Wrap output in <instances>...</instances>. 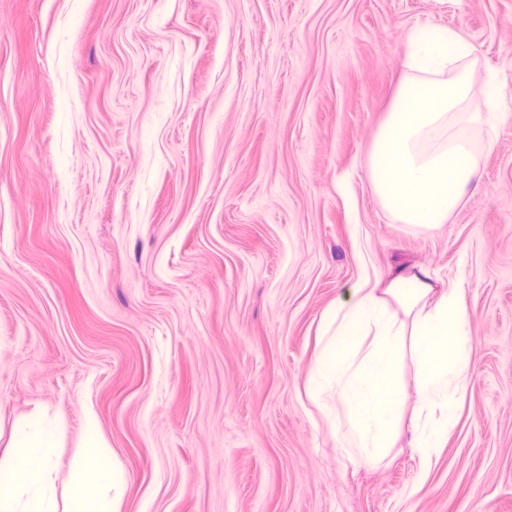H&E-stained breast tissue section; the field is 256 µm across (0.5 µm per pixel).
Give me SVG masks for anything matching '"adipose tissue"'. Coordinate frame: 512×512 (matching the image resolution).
<instances>
[{"instance_id": "1", "label": "adipose tissue", "mask_w": 512, "mask_h": 512, "mask_svg": "<svg viewBox=\"0 0 512 512\" xmlns=\"http://www.w3.org/2000/svg\"><path fill=\"white\" fill-rule=\"evenodd\" d=\"M471 352L468 317L455 291L437 288L424 268L396 266L384 286L353 288L329 318L308 395L334 422L337 444L356 466L386 457L397 420L414 400L411 445L428 459L453 423L448 402L467 389ZM408 370L415 379L411 397L403 383ZM7 446L16 464L0 466V512H119L124 473L95 419H87L64 474L56 461V418L13 425Z\"/></svg>"}]
</instances>
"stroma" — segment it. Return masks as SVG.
Returning a JSON list of instances; mask_svg holds the SVG:
<instances>
[{
  "mask_svg": "<svg viewBox=\"0 0 512 512\" xmlns=\"http://www.w3.org/2000/svg\"><path fill=\"white\" fill-rule=\"evenodd\" d=\"M417 22L507 114L429 231L366 172ZM397 265L461 289L469 385L355 467L306 376ZM37 412L63 471L97 417L120 512H512V0H0V428Z\"/></svg>",
  "mask_w": 512,
  "mask_h": 512,
  "instance_id": "stroma-1",
  "label": "stroma"
}]
</instances>
